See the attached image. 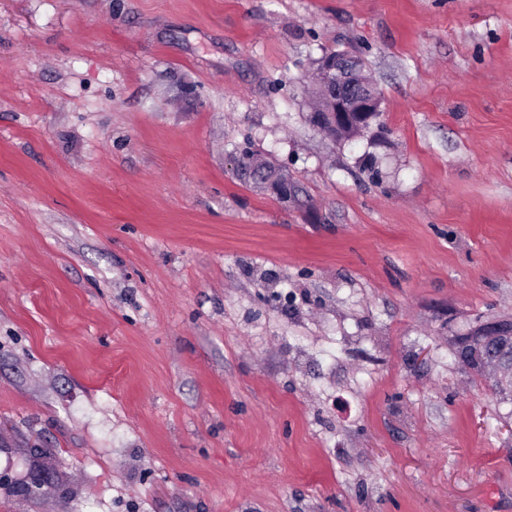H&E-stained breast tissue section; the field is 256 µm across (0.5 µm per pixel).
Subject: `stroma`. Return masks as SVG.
Returning a JSON list of instances; mask_svg holds the SVG:
<instances>
[{"label": "stroma", "mask_w": 512, "mask_h": 512, "mask_svg": "<svg viewBox=\"0 0 512 512\" xmlns=\"http://www.w3.org/2000/svg\"><path fill=\"white\" fill-rule=\"evenodd\" d=\"M510 317L512 0H0V512H512ZM358 60L342 53L323 56L318 71L327 90L325 106L313 110L311 122L329 136L368 128L380 115L381 100L372 85L357 76ZM319 83L321 100L325 89ZM472 335L460 339V348L472 367L481 370L488 363L497 362L498 350L512 346V322L492 324L484 327L480 336ZM53 475L54 473L43 465L39 448H37L33 450L32 461L22 477H15L8 471L0 472V489L26 487L31 490H40L51 484Z\"/></svg>", "instance_id": "stroma-1"}]
</instances>
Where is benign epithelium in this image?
Instances as JSON below:
<instances>
[{"label":"benign epithelium","mask_w":512,"mask_h":512,"mask_svg":"<svg viewBox=\"0 0 512 512\" xmlns=\"http://www.w3.org/2000/svg\"><path fill=\"white\" fill-rule=\"evenodd\" d=\"M357 59L342 53L323 56L319 72L327 90L325 106L313 111L311 122L329 136L345 131L368 128L380 115L381 100L375 88L357 76ZM512 346V322L484 327L478 336L460 339L462 354L473 368L480 370L496 361L495 353ZM53 472L43 465L39 450L32 452V461L25 474L18 478L0 472V489L26 487L40 490L51 483Z\"/></svg>","instance_id":"1"}]
</instances>
